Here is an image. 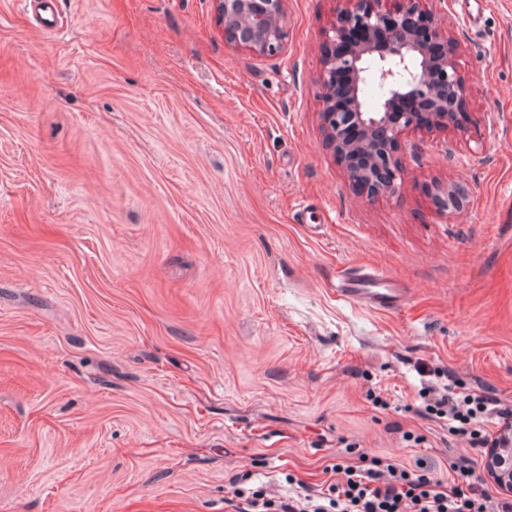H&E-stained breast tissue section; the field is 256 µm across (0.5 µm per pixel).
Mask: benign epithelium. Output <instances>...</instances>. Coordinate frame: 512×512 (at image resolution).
<instances>
[{"instance_id":"1","label":"benign epithelium","mask_w":512,"mask_h":512,"mask_svg":"<svg viewBox=\"0 0 512 512\" xmlns=\"http://www.w3.org/2000/svg\"><path fill=\"white\" fill-rule=\"evenodd\" d=\"M285 0H217L224 37L234 48L258 56L279 52L285 39ZM335 22L324 33L320 84L325 146L349 179L370 196L395 195L402 184L403 134L423 123L463 130L476 119L468 111L471 87L461 70V49L450 35L451 21L423 10L421 0H339ZM421 61L410 84L387 99L379 112L363 111L359 89L362 63ZM411 99L414 110L395 104ZM460 183L443 189L445 210L465 206ZM486 469L512 488V432H502L486 449Z\"/></svg>"}]
</instances>
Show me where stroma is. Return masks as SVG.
Segmentation results:
<instances>
[{"instance_id":"obj_1","label":"stroma","mask_w":512,"mask_h":512,"mask_svg":"<svg viewBox=\"0 0 512 512\" xmlns=\"http://www.w3.org/2000/svg\"><path fill=\"white\" fill-rule=\"evenodd\" d=\"M422 5L478 121L406 133L370 198L319 119L337 0H286L273 56L215 0H57L47 31L0 0V512H233L236 475L278 496L347 448L484 466L416 397L512 407V0ZM369 264L391 309L336 295ZM443 196L441 205L444 210H459L467 203L469 192L462 184L454 183L443 189Z\"/></svg>"}]
</instances>
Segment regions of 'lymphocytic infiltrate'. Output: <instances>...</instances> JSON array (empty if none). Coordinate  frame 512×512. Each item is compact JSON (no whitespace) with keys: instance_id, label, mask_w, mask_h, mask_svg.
I'll return each instance as SVG.
<instances>
[{"instance_id":"f902f5d3","label":"lymphocytic infiltrate","mask_w":512,"mask_h":512,"mask_svg":"<svg viewBox=\"0 0 512 512\" xmlns=\"http://www.w3.org/2000/svg\"><path fill=\"white\" fill-rule=\"evenodd\" d=\"M426 413L447 419L450 432L489 447L488 422L512 424V409L480 392L458 395L451 389L421 392ZM450 477L435 468L409 467L376 455L359 454L336 465L325 484L289 477L288 496L275 497L253 486L243 473L230 483L235 512H512V497L491 499L469 458L449 463Z\"/></svg>"}]
</instances>
